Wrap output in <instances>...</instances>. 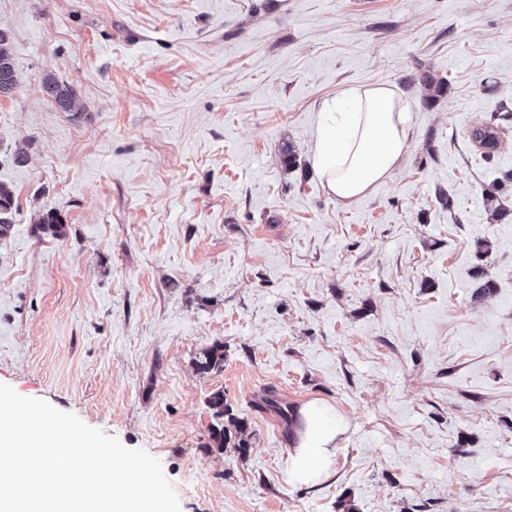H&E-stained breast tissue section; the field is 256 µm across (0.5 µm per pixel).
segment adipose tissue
I'll return each instance as SVG.
<instances>
[{"instance_id": "1", "label": "adipose tissue", "mask_w": 512, "mask_h": 512, "mask_svg": "<svg viewBox=\"0 0 512 512\" xmlns=\"http://www.w3.org/2000/svg\"><path fill=\"white\" fill-rule=\"evenodd\" d=\"M320 112L312 162L337 201L354 200L390 176L410 146V107L388 86L345 89L325 99ZM299 414L291 472L296 482L312 485L331 475L345 424L332 406L318 400L303 405Z\"/></svg>"}]
</instances>
